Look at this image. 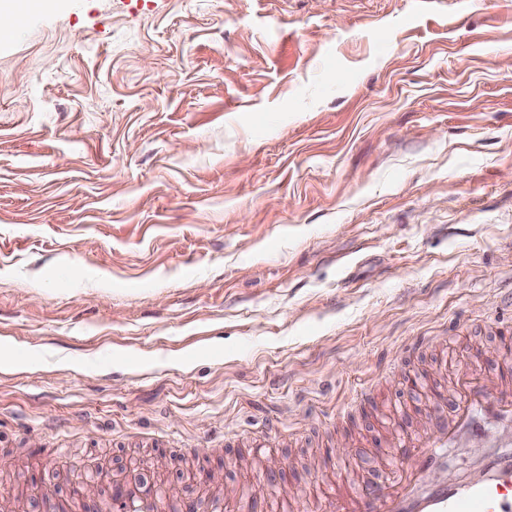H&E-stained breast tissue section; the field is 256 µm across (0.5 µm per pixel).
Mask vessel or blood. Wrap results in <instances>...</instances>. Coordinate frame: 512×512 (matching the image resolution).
Segmentation results:
<instances>
[{
	"label": "vessel or blood",
	"mask_w": 512,
	"mask_h": 512,
	"mask_svg": "<svg viewBox=\"0 0 512 512\" xmlns=\"http://www.w3.org/2000/svg\"><path fill=\"white\" fill-rule=\"evenodd\" d=\"M463 398L438 416L433 432H417L391 449L392 478L331 494L313 512H512V434L500 449L458 482L426 481L464 434L477 435L484 422L512 426V355L503 354L497 375L465 376Z\"/></svg>",
	"instance_id": "obj_1"
}]
</instances>
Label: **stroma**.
Instances as JSON below:
<instances>
[{"mask_svg": "<svg viewBox=\"0 0 512 512\" xmlns=\"http://www.w3.org/2000/svg\"><path fill=\"white\" fill-rule=\"evenodd\" d=\"M511 330L512 0H51L0 42L14 494L301 512Z\"/></svg>", "mask_w": 512, "mask_h": 512, "instance_id": "1", "label": "stroma"}]
</instances>
